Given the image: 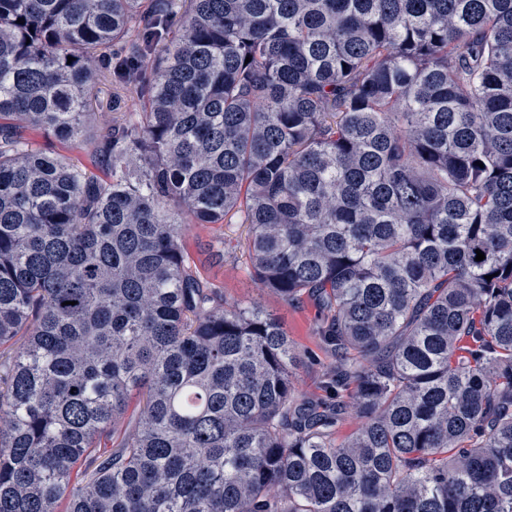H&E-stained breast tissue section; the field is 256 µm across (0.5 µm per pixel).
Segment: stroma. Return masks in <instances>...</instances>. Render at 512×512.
Instances as JSON below:
<instances>
[{"instance_id": "1", "label": "stroma", "mask_w": 512, "mask_h": 512, "mask_svg": "<svg viewBox=\"0 0 512 512\" xmlns=\"http://www.w3.org/2000/svg\"><path fill=\"white\" fill-rule=\"evenodd\" d=\"M118 90L111 74H104L94 104L95 121L80 143L65 145L54 137L35 133L31 136L33 146L60 152L76 161H87L95 138L112 121L113 112L109 103ZM219 239L226 240L229 252L223 261L216 262L211 258L209 246ZM187 240L191 260L205 281L229 299L252 303L270 311L287 330L295 358V387L298 395L309 400L323 396L324 382L336 359L316 333L319 319L316 306L306 299L287 305L261 288L249 272L247 231L244 225L193 224L187 230Z\"/></svg>"}]
</instances>
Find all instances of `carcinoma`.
I'll return each instance as SVG.
<instances>
[{
	"label": "carcinoma",
	"mask_w": 512,
	"mask_h": 512,
	"mask_svg": "<svg viewBox=\"0 0 512 512\" xmlns=\"http://www.w3.org/2000/svg\"><path fill=\"white\" fill-rule=\"evenodd\" d=\"M234 217L352 433L192 267ZM0 420V512H512V0H0ZM117 92L120 94L123 93L122 89H120L116 84L115 79L112 78V71L105 72L98 85L97 101L93 104L94 108L92 112H96L95 122L91 124L86 138L78 144L65 145L52 136L35 133L29 136L33 147L47 149L50 151H58L67 158L73 159L74 161L80 160L85 163L93 148L95 138L97 135L103 133L112 121L114 114L109 103L112 98V94Z\"/></svg>",
	"instance_id": "carcinoma-1"
}]
</instances>
